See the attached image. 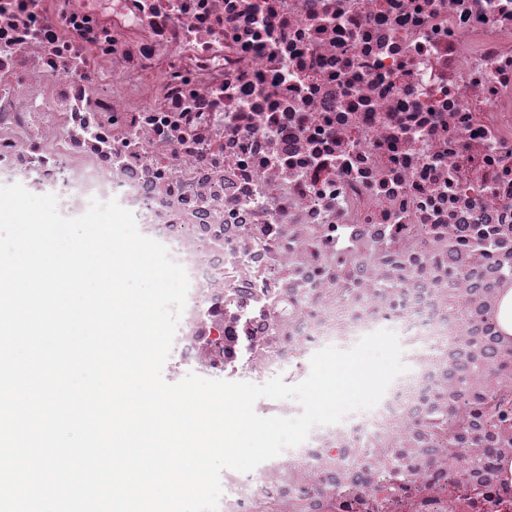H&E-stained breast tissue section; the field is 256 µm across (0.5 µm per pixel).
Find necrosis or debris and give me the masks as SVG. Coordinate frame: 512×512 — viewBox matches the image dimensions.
Masks as SVG:
<instances>
[{"label": "necrosis or debris", "mask_w": 512, "mask_h": 512, "mask_svg": "<svg viewBox=\"0 0 512 512\" xmlns=\"http://www.w3.org/2000/svg\"><path fill=\"white\" fill-rule=\"evenodd\" d=\"M133 212L183 368L262 384L394 332L369 414L218 512H512V0H0V184Z\"/></svg>", "instance_id": "obj_1"}]
</instances>
